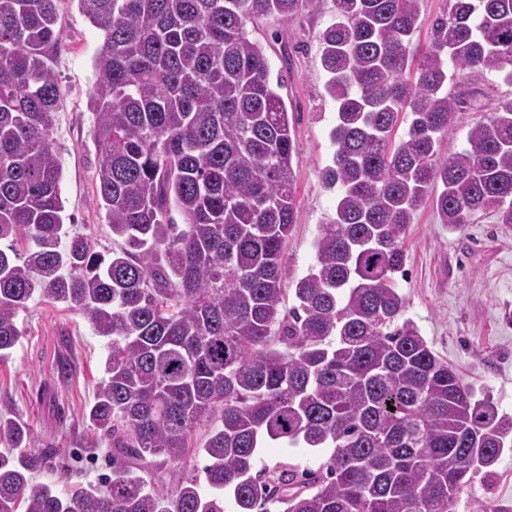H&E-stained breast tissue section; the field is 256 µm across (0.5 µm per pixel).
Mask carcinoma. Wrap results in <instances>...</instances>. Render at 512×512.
Here are the masks:
<instances>
[{"instance_id": "obj_1", "label": "carcinoma", "mask_w": 512, "mask_h": 512, "mask_svg": "<svg viewBox=\"0 0 512 512\" xmlns=\"http://www.w3.org/2000/svg\"><path fill=\"white\" fill-rule=\"evenodd\" d=\"M56 2L0 0V362L35 297L88 318L108 340L88 420L112 475L65 494L33 482L53 451L0 413V512H224L226 489L238 512H455L512 418L474 398L404 317L396 276L431 191L452 230L486 212L512 224V98L443 150L474 95L462 86L479 74L512 84V0H451L424 53L419 0H334L318 42L336 107L324 181L338 194L287 309L296 144L247 25L318 0H78L104 33L89 107L98 198L123 240L107 255L64 224ZM215 420L199 449L213 496L195 478L164 495L134 470L184 460ZM263 439L331 452L316 470L256 473Z\"/></svg>"}]
</instances>
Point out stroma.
I'll list each match as a JSON object with an SVG mask.
<instances>
[{
    "label": "stroma",
    "instance_id": "35a3bbf8",
    "mask_svg": "<svg viewBox=\"0 0 512 512\" xmlns=\"http://www.w3.org/2000/svg\"><path fill=\"white\" fill-rule=\"evenodd\" d=\"M59 39L52 65L61 88L54 143L63 168L64 222L87 235L98 251L114 243L99 205L96 171L100 150L92 129L96 115L88 100L96 81L95 59L102 32L82 14L78 0H58ZM333 0L291 19L267 17L250 24L252 39L264 45L273 70H284L282 91L290 111L297 152L293 158L298 220L284 247L285 283L306 275L315 264L320 224L336 206V189L323 171L332 161L330 130L336 107L326 95L317 36L333 14ZM476 95L454 118L448 146L458 149L468 130L487 119L497 103L512 97V85L494 75L474 77ZM406 277L397 286L404 315L418 326L429 346L470 384L477 398H490L512 416V224L478 214L460 232L438 221L431 200L416 209L406 238ZM22 336L8 363L0 364V411L27 422L34 444L56 448L70 459L67 475L39 473L38 481L65 492L97 484L109 472V449L98 443L84 411L106 374V341L79 312L34 298L19 312ZM69 374L60 377V366ZM325 448H282L257 452L259 468L280 462L315 468ZM512 512V448L505 449L492 474L473 475L462 487L456 512H479L485 503Z\"/></svg>",
    "mask_w": 512,
    "mask_h": 512
}]
</instances>
